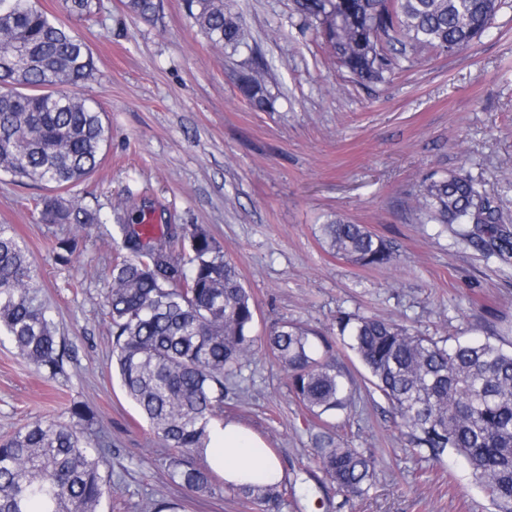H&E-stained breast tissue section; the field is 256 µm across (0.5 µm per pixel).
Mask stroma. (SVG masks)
<instances>
[{
    "label": "stroma",
    "instance_id": "35a3bbf8",
    "mask_svg": "<svg viewBox=\"0 0 512 512\" xmlns=\"http://www.w3.org/2000/svg\"><path fill=\"white\" fill-rule=\"evenodd\" d=\"M96 2L93 19L63 21L92 51L96 70L79 92L102 107L112 137L97 170L62 195L99 223H42L33 199L48 187L0 174V224L27 243L77 355L49 379L0 344V439L84 402L112 438L113 470L125 474L102 512H136L155 491L182 499L183 512H259L227 492L202 500L170 485L148 423L108 366L104 274L118 247L108 229L131 211L207 229L256 305L255 335L285 318L331 336L349 313L427 336L512 344V264L461 242L455 226L424 223L416 207L426 176L467 174L512 227V0L470 47L402 59L375 84L337 67L293 0H226L254 37L233 54L207 41L183 0H161L150 20L128 15L120 0ZM258 57L269 67L270 110L239 90ZM337 216L386 240L400 263L364 268L336 255L320 226ZM61 236L78 241L66 262ZM333 353L356 392L351 412L336 418L339 433L377 461L365 499L324 483L311 459L319 421L263 350L245 363L240 394L224 401L225 420L259 435L296 480L297 499L280 512H489L466 461L408 455L365 368L341 345Z\"/></svg>",
    "mask_w": 512,
    "mask_h": 512
}]
</instances>
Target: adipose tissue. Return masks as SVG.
<instances>
[{"label":"adipose tissue","mask_w":512,"mask_h":512,"mask_svg":"<svg viewBox=\"0 0 512 512\" xmlns=\"http://www.w3.org/2000/svg\"><path fill=\"white\" fill-rule=\"evenodd\" d=\"M203 455L228 484H241L254 477L268 482L282 478L275 456L262 439L234 422L209 427Z\"/></svg>","instance_id":"adipose-tissue-1"}]
</instances>
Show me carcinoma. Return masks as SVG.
<instances>
[{
	"instance_id": "carcinoma-1",
	"label": "carcinoma",
	"mask_w": 512,
	"mask_h": 512,
	"mask_svg": "<svg viewBox=\"0 0 512 512\" xmlns=\"http://www.w3.org/2000/svg\"><path fill=\"white\" fill-rule=\"evenodd\" d=\"M124 11L150 19L158 0H121ZM207 40L236 52L250 32L224 0H183ZM62 12L89 16L94 0H62ZM336 58L363 83L399 66L396 44L418 53L458 52L492 24L499 0H295ZM27 52L12 66L0 58V172L15 181L66 188L96 169L111 129L104 113L80 96L95 63L83 40L37 0L0 7V52ZM242 94L273 108L258 65L242 76ZM431 221L459 224V239L512 263V230L472 177L459 173L423 181L418 200ZM46 224H97L99 216L60 195L36 199ZM123 253L112 259L104 302L112 325V364L128 398L164 449L169 481L201 497L216 495L217 475L200 453L209 425L224 422V399L252 355L255 305L223 247L203 227L166 225L155 233L141 216L112 227ZM330 248L362 267L397 261L383 239L337 217L322 225ZM343 346L362 362L369 382L389 402L409 435V452L437 461L451 451L468 463L490 512H512V350L485 339L422 336L391 320L343 313ZM0 342L49 376L64 371L73 346L57 328L25 242L0 224ZM264 343L286 372L297 400L320 419L313 458L324 480L363 496L374 461L336 439L332 420L350 408L347 377L327 355L328 340L288 320ZM66 418L35 419L0 442V512H100L112 492V438L93 429L84 403ZM230 494L268 509L288 485L258 480L227 486Z\"/></svg>"
}]
</instances>
